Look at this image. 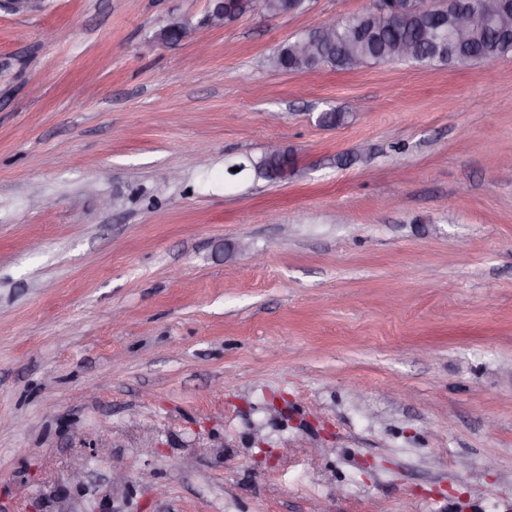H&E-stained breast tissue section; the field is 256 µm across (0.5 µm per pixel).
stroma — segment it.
<instances>
[{
    "mask_svg": "<svg viewBox=\"0 0 512 512\" xmlns=\"http://www.w3.org/2000/svg\"><path fill=\"white\" fill-rule=\"evenodd\" d=\"M370 5H0V512H512V54L267 67ZM292 167L288 149L284 148L282 153H264L258 160L249 159V165L245 163H234L228 166L227 173L231 176H237L244 171H250L255 178H262L269 182L276 183L284 181L282 177L286 170ZM229 168H239L234 174L229 172Z\"/></svg>",
    "mask_w": 512,
    "mask_h": 512,
    "instance_id": "stroma-1",
    "label": "stroma"
}]
</instances>
